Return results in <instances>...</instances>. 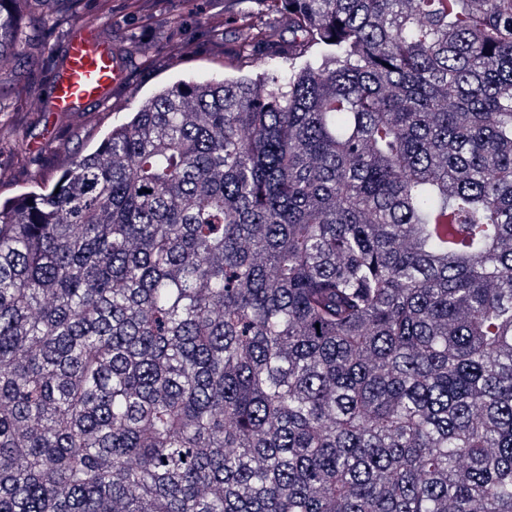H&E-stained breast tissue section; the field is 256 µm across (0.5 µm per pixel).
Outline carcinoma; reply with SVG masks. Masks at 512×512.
Wrapping results in <instances>:
<instances>
[{"label": "carcinoma", "mask_w": 512, "mask_h": 512, "mask_svg": "<svg viewBox=\"0 0 512 512\" xmlns=\"http://www.w3.org/2000/svg\"><path fill=\"white\" fill-rule=\"evenodd\" d=\"M268 2L0 199V512H512V0Z\"/></svg>", "instance_id": "1"}]
</instances>
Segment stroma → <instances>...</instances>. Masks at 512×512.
Listing matches in <instances>:
<instances>
[{
  "instance_id": "obj_1",
  "label": "stroma",
  "mask_w": 512,
  "mask_h": 512,
  "mask_svg": "<svg viewBox=\"0 0 512 512\" xmlns=\"http://www.w3.org/2000/svg\"><path fill=\"white\" fill-rule=\"evenodd\" d=\"M54 25L45 28L31 16L19 24L24 36L22 56L11 59L0 83V197L51 185L58 170L76 154L92 151L112 126L161 87L182 79L223 77L257 79L304 65V56L289 60L293 34L288 15L269 9L264 0H83L78 13L55 6ZM97 28L121 44L129 57L124 84L92 108L75 114L40 112L49 76L75 24ZM271 37L270 48L235 60L231 47L258 33ZM48 140L44 153L31 142Z\"/></svg>"
}]
</instances>
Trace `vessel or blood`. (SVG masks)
I'll use <instances>...</instances> for the list:
<instances>
[{"mask_svg": "<svg viewBox=\"0 0 512 512\" xmlns=\"http://www.w3.org/2000/svg\"><path fill=\"white\" fill-rule=\"evenodd\" d=\"M127 60L117 46L99 40L96 32L75 26L63 45L47 89L51 112H81L125 82Z\"/></svg>", "mask_w": 512, "mask_h": 512, "instance_id": "b4317fda", "label": "vessel or blood"}]
</instances>
